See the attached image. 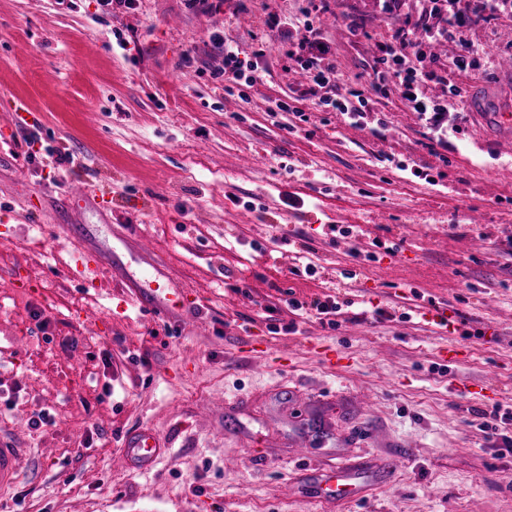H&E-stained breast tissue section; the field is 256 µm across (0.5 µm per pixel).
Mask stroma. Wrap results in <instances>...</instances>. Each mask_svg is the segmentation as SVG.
<instances>
[{"label": "stroma", "instance_id": "35a3bbf8", "mask_svg": "<svg viewBox=\"0 0 512 512\" xmlns=\"http://www.w3.org/2000/svg\"><path fill=\"white\" fill-rule=\"evenodd\" d=\"M306 19L338 76L317 95L288 64ZM447 20L432 0H0V125L25 119L0 154V410L54 419L26 429L39 476L0 512H512V447L482 417L512 408V137L467 109L512 107V12L466 33L493 61L480 77L453 67V41L424 60L443 125L393 84L369 89L395 30ZM228 45L255 83L226 86ZM356 92L354 125L319 104ZM33 132L74 163L29 161ZM79 182L95 201L68 197ZM42 224L138 275L131 240L148 237L207 301V329L69 278ZM14 274L41 287L19 308ZM317 296L341 303L338 328L288 305ZM443 309L466 333L437 325ZM144 424L173 448L150 472L113 470ZM389 458L403 471L370 494L317 502L318 471Z\"/></svg>", "mask_w": 512, "mask_h": 512}]
</instances>
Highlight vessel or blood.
<instances>
[{
    "instance_id": "obj_1",
    "label": "vessel or blood",
    "mask_w": 512,
    "mask_h": 512,
    "mask_svg": "<svg viewBox=\"0 0 512 512\" xmlns=\"http://www.w3.org/2000/svg\"><path fill=\"white\" fill-rule=\"evenodd\" d=\"M77 238L69 229L62 227L56 237V244L61 248L73 249V264L69 270L72 278H86L92 272L87 259L90 246H77ZM135 253L148 268V274L139 277L124 272L122 267L111 265L108 282L122 288L130 304L149 314L172 320L184 330L196 329L202 320L198 314L200 302L193 298L189 289L180 286L173 278L167 265L159 260L156 252L144 242H137ZM22 426L12 423L7 432H0V500L10 497L16 491L23 475L26 461L35 456L32 448L21 444ZM169 440L159 438L148 427H143L125 436L119 451L112 458V466L120 471L132 469L149 470L159 463L170 448ZM397 464L393 461L360 462L356 465H342L337 468L335 485L326 486L324 496L332 497L342 493L359 495L367 478L382 479L392 475Z\"/></svg>"
}]
</instances>
